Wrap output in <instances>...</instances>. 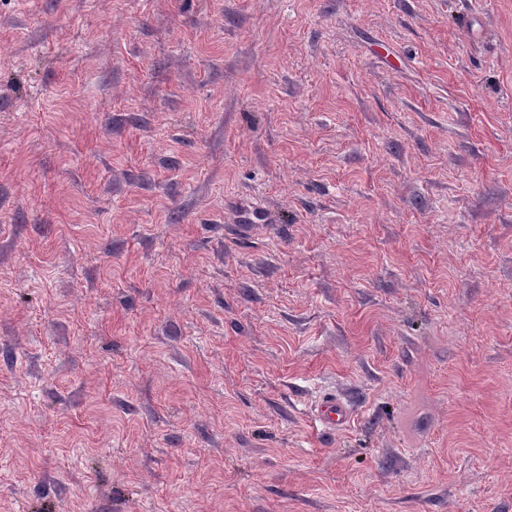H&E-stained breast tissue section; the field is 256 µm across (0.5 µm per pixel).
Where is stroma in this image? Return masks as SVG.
<instances>
[{"instance_id":"obj_1","label":"stroma","mask_w":512,"mask_h":512,"mask_svg":"<svg viewBox=\"0 0 512 512\" xmlns=\"http://www.w3.org/2000/svg\"><path fill=\"white\" fill-rule=\"evenodd\" d=\"M43 506L512 512V0H0V512ZM317 411L325 427L331 430L347 423L350 417L347 404L336 395L324 396L317 404Z\"/></svg>"}]
</instances>
